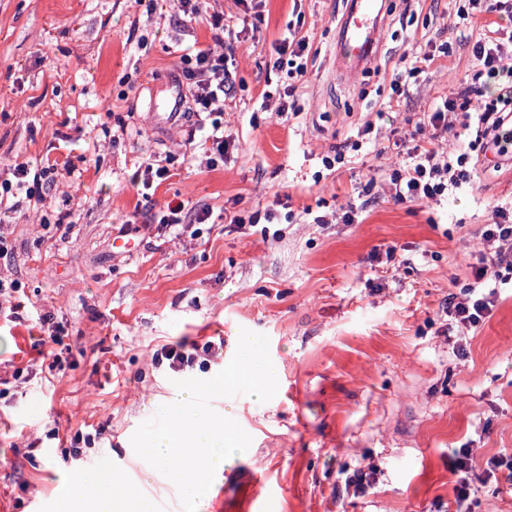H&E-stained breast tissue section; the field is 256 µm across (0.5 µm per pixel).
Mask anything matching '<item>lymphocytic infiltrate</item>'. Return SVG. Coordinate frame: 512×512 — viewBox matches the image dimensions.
Segmentation results:
<instances>
[{"label":"lymphocytic infiltrate","instance_id":"1","mask_svg":"<svg viewBox=\"0 0 512 512\" xmlns=\"http://www.w3.org/2000/svg\"><path fill=\"white\" fill-rule=\"evenodd\" d=\"M213 47L186 54L181 58L182 75L191 87L192 100L203 112H220L224 98L232 88L228 63L235 55V31L224 28L222 16L211 21ZM273 66L285 70L287 84L278 94L277 112L295 109L294 96L307 74L311 46L298 32H290L277 49ZM471 53L487 77L497 78L503 72V61L512 55V33L493 28L489 37L476 41ZM471 89L454 97L438 99L427 115L429 134L407 141V162L403 170L394 172L389 182L392 198L400 202L438 201L448 193L471 185L473 181L469 153L444 151L441 142L458 131H470L476 144L493 147L497 155L512 154V82L502 85L495 98L473 102ZM50 168L23 164L14 170L13 180L0 182V215L17 212L18 195L33 199L36 187L49 182ZM472 283L449 290L442 311L458 328L472 329L490 317L503 285L512 284V203L494 206L490 224L481 231L480 247L473 252ZM507 461L489 458L483 470L473 465L469 447L454 449L448 468L455 475V503L463 505L474 484L498 480Z\"/></svg>","mask_w":512,"mask_h":512}]
</instances>
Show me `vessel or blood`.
<instances>
[{"instance_id": "vessel-or-blood-1", "label": "vessel or blood", "mask_w": 512, "mask_h": 512, "mask_svg": "<svg viewBox=\"0 0 512 512\" xmlns=\"http://www.w3.org/2000/svg\"><path fill=\"white\" fill-rule=\"evenodd\" d=\"M384 13L383 0H351L339 24L334 74L340 80L351 78L373 59ZM154 118L163 128L186 126L179 90H171L162 111L155 113Z\"/></svg>"}]
</instances>
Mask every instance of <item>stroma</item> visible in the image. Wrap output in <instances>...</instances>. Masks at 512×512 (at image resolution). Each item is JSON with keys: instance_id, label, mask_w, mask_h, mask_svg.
<instances>
[{"instance_id": "obj_1", "label": "stroma", "mask_w": 512, "mask_h": 512, "mask_svg": "<svg viewBox=\"0 0 512 512\" xmlns=\"http://www.w3.org/2000/svg\"><path fill=\"white\" fill-rule=\"evenodd\" d=\"M346 2L253 0L258 17L235 43L223 112L160 134L147 122L152 97L176 82L186 48L212 45L211 16L243 6L197 0L188 21L172 0H0V180L27 162L55 170L40 202L0 219L13 252L0 277L18 280L19 298L38 308L17 320L0 297L6 512L54 501L60 475L104 457L138 479V426L178 400L175 380L225 368L244 329L268 336L278 390L264 403L213 400L252 442L204 512H448L453 449L469 445L479 467L512 457V289L467 333L442 311L451 285L472 282L467 256L512 196V158L484 151L471 187L437 203H400L388 190L402 162L396 141L436 99L471 84V47L490 18L461 30L453 0H387L375 60L343 85L332 68ZM291 26L315 54L298 111L279 115L261 93L284 79L267 65ZM441 44L448 55L418 76L400 111L379 114L392 73ZM216 121L233 145L211 165ZM368 121L376 143L352 150ZM336 146L345 159L325 169ZM152 160L169 176L145 193L136 174ZM282 195L278 238L233 224ZM172 201L209 210L197 235L156 223ZM350 205L358 221L342 223ZM42 312L70 346L60 372L36 344ZM208 341L215 351L177 373L152 358L163 344ZM79 431L98 439L75 457ZM356 470L375 477L366 493L338 481Z\"/></svg>"}]
</instances>
